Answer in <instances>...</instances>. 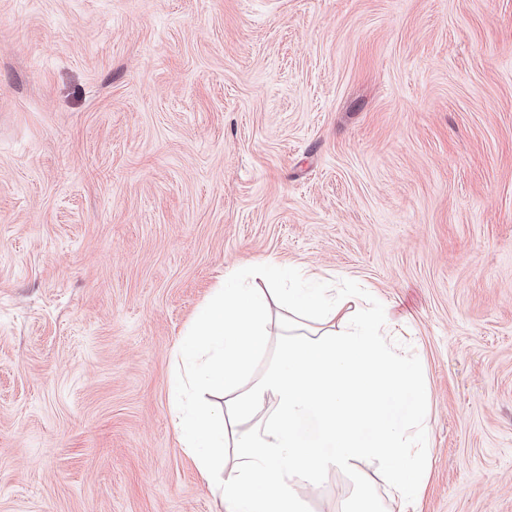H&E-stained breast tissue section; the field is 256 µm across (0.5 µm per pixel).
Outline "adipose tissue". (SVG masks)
Wrapping results in <instances>:
<instances>
[{"label":"adipose tissue","instance_id":"ef3b65f1","mask_svg":"<svg viewBox=\"0 0 512 512\" xmlns=\"http://www.w3.org/2000/svg\"><path fill=\"white\" fill-rule=\"evenodd\" d=\"M320 279L274 262L229 271L174 349V428L221 512H305L335 472L353 484L340 512H385L367 466L393 497L420 495L428 408L399 323Z\"/></svg>","mask_w":512,"mask_h":512}]
</instances>
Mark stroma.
<instances>
[{
    "label": "stroma",
    "mask_w": 512,
    "mask_h": 512,
    "mask_svg": "<svg viewBox=\"0 0 512 512\" xmlns=\"http://www.w3.org/2000/svg\"><path fill=\"white\" fill-rule=\"evenodd\" d=\"M268 260L403 322L387 512H512V0H0V512H218L172 353Z\"/></svg>",
    "instance_id": "35a3bbf8"
}]
</instances>
